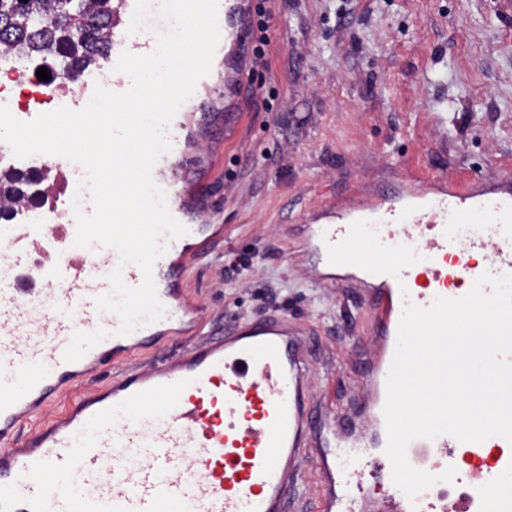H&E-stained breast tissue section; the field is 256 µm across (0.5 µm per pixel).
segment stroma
Here are the masks:
<instances>
[{"instance_id":"35a3bbf8","label":"stroma","mask_w":512,"mask_h":512,"mask_svg":"<svg viewBox=\"0 0 512 512\" xmlns=\"http://www.w3.org/2000/svg\"><path fill=\"white\" fill-rule=\"evenodd\" d=\"M502 0H274L272 65L218 122L184 187L218 228L182 271L196 331L70 382L23 421L16 447L130 370L163 367L237 323L284 317L300 333L316 431L362 406L375 312L364 279L327 278L303 227L400 185L512 181V13ZM247 268L225 278L240 256ZM318 450L300 456L291 512H320Z\"/></svg>"}]
</instances>
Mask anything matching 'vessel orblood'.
Listing matches in <instances>:
<instances>
[{
  "instance_id": "b4317fda",
  "label": "vessel or blood",
  "mask_w": 512,
  "mask_h": 512,
  "mask_svg": "<svg viewBox=\"0 0 512 512\" xmlns=\"http://www.w3.org/2000/svg\"><path fill=\"white\" fill-rule=\"evenodd\" d=\"M135 0L112 2V54L154 50V32L129 33ZM255 0H220L224 32V109L233 111L248 68L247 37ZM173 148L154 166L174 217H181V184L188 176L183 124L168 129ZM61 183H77L82 168L52 156ZM375 222L384 244L410 237L426 254L423 269L400 277L377 275L370 291L380 352L371 359L374 391L363 406L371 431L364 448L336 447L325 480H338L340 493L323 512H356L366 502L368 481L391 484L383 406L397 329L405 301L426 307L435 297L455 296L450 283L482 271L512 273V185L473 191L456 182L435 181L431 190L389 199L378 196L309 230V247L326 260L327 242L345 237L354 221ZM76 227L62 224H1L0 249V512H287L299 452L308 440L309 405L300 342L287 324L263 319L235 326L224 340L198 346L171 368L132 373L105 395L80 401L65 424L37 431L28 449L14 448L23 420L49 403L76 366L63 351L74 331L104 328L109 336L88 353L98 365L120 352L147 344L162 329L190 322L182 300V273L175 255L209 238V227L192 224L169 243L154 278L166 316L127 336L119 319L99 312L95 296L105 293V272L94 268L93 251L73 247ZM485 253V268L448 257L457 248ZM501 453L493 470L470 479L456 477L458 492L425 491L409 501L401 490L376 503V512H512V496L500 485L512 479V453ZM478 455L479 443L458 444L443 435L418 438L407 447L415 468L433 474L451 465L447 449Z\"/></svg>"
}]
</instances>
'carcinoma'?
I'll return each mask as SVG.
<instances>
[{
	"instance_id": "carcinoma-1",
	"label": "carcinoma",
	"mask_w": 512,
	"mask_h": 512,
	"mask_svg": "<svg viewBox=\"0 0 512 512\" xmlns=\"http://www.w3.org/2000/svg\"><path fill=\"white\" fill-rule=\"evenodd\" d=\"M73 27L82 38H70ZM112 29V0H0V48L21 56L51 60L50 71L63 57L80 71L107 55L102 41Z\"/></svg>"
}]
</instances>
